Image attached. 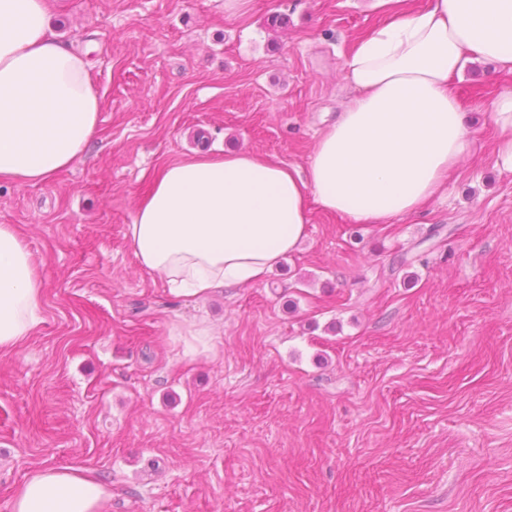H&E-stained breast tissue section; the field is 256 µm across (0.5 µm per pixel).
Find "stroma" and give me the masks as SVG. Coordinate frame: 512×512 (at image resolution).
<instances>
[{"mask_svg":"<svg viewBox=\"0 0 512 512\" xmlns=\"http://www.w3.org/2000/svg\"><path fill=\"white\" fill-rule=\"evenodd\" d=\"M225 2L58 0L102 111L81 162L0 183L44 292L43 324L0 350V512L45 466L111 486L108 512H512V170L491 118L512 71L455 79L474 144L438 199L386 225L311 205L264 281L190 307L126 236L155 173L221 150L304 168L387 19ZM200 322L214 347L185 356Z\"/></svg>","mask_w":512,"mask_h":512,"instance_id":"stroma-1","label":"stroma"}]
</instances>
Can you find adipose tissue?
<instances>
[{"label": "adipose tissue", "instance_id": "adipose-tissue-1", "mask_svg": "<svg viewBox=\"0 0 512 512\" xmlns=\"http://www.w3.org/2000/svg\"><path fill=\"white\" fill-rule=\"evenodd\" d=\"M51 0H0V181L37 184L86 156L102 100L83 53L49 25ZM512 68V0H429L366 34L344 62L358 94L319 136L305 171L249 152L165 166L127 235L141 269L192 302L265 279L307 234L311 204L391 224L435 198L469 153L452 89L468 64ZM43 280L0 224V350L43 323ZM109 489L73 467L31 473L12 512H105Z\"/></svg>", "mask_w": 512, "mask_h": 512}]
</instances>
